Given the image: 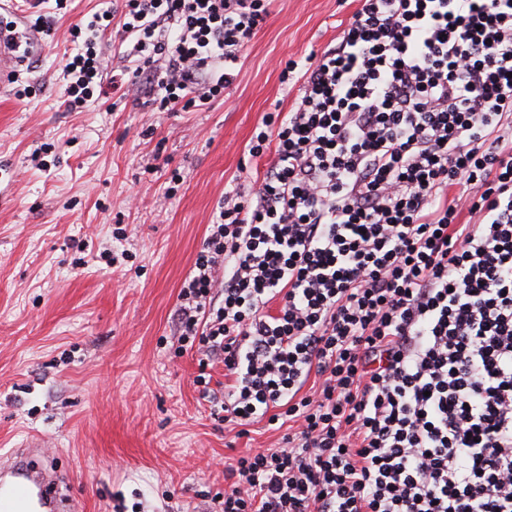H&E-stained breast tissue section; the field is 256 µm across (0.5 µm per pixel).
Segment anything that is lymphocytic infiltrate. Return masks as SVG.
I'll use <instances>...</instances> for the list:
<instances>
[{
    "label": "lymphocytic infiltrate",
    "instance_id": "obj_1",
    "mask_svg": "<svg viewBox=\"0 0 512 512\" xmlns=\"http://www.w3.org/2000/svg\"><path fill=\"white\" fill-rule=\"evenodd\" d=\"M271 2L80 19L68 108L209 104ZM114 23L129 62L108 73ZM292 77L248 146L272 163L225 192L178 293L212 415L290 426L225 463L218 512H512V0H359Z\"/></svg>",
    "mask_w": 512,
    "mask_h": 512
}]
</instances>
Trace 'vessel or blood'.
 Masks as SVG:
<instances>
[{
  "label": "vessel or blood",
  "instance_id": "b4317fda",
  "mask_svg": "<svg viewBox=\"0 0 512 512\" xmlns=\"http://www.w3.org/2000/svg\"><path fill=\"white\" fill-rule=\"evenodd\" d=\"M20 41L14 28L0 22V84L14 70ZM40 438L0 456V512H74L56 471L42 461Z\"/></svg>",
  "mask_w": 512,
  "mask_h": 512
}]
</instances>
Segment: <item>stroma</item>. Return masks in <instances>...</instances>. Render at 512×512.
Segmentation results:
<instances>
[{
    "instance_id": "stroma-1",
    "label": "stroma",
    "mask_w": 512,
    "mask_h": 512,
    "mask_svg": "<svg viewBox=\"0 0 512 512\" xmlns=\"http://www.w3.org/2000/svg\"><path fill=\"white\" fill-rule=\"evenodd\" d=\"M120 2L44 0V32L11 15L29 55L0 88V454L40 437L75 512H201L225 460L281 433L262 421L238 438L211 416L197 356L170 343L177 294L255 126L299 95L281 62L335 45L357 4L273 0L208 106L114 94L70 111V29Z\"/></svg>"
}]
</instances>
